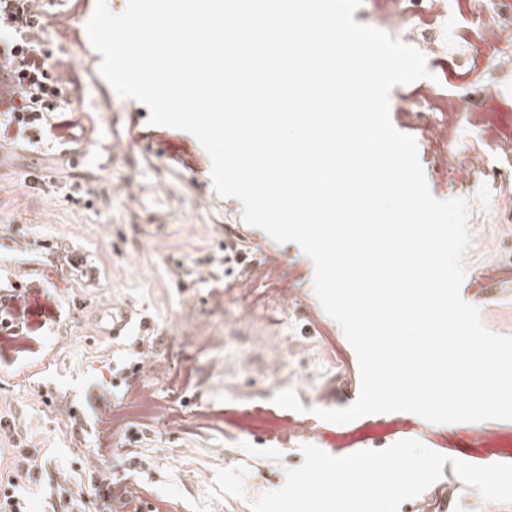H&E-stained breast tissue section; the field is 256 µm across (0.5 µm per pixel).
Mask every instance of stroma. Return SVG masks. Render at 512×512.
<instances>
[{
    "label": "stroma",
    "mask_w": 512,
    "mask_h": 512,
    "mask_svg": "<svg viewBox=\"0 0 512 512\" xmlns=\"http://www.w3.org/2000/svg\"><path fill=\"white\" fill-rule=\"evenodd\" d=\"M95 3L54 0L52 11L70 21L45 32L52 62L71 74L60 103L83 111L92 134L64 145L47 140L31 152L0 148V300L23 289L29 305L26 322H0V337L8 339L0 349V448L21 438L55 459L30 473L38 487L30 512L67 505L56 467L71 488L88 487L81 448L99 450L114 480L130 487L117 512H251V500L280 488L285 468L304 461L305 437L278 440L295 422L310 426L315 446L337 457L419 440L449 461L442 478L398 512H484V500L452 462L512 463V421L433 424L398 411L333 424L315 416L318 408L352 405L361 383L354 348L313 293L312 261L296 244H278L248 225L240 201L216 193L211 160L194 135L151 124L144 104L116 93L85 30ZM509 22L512 0L453 9L447 27L430 38L463 44L462 54L426 52L430 77L394 87L390 98L392 121L415 138L432 194L469 202L472 245L460 293L501 335H512V152L497 144L512 139L502 120L512 114V44L490 46L480 34ZM425 89L478 110L457 131V174L442 168L427 131L454 114L400 109L403 98ZM58 172L67 190L53 182ZM65 252L73 265H61ZM262 254L271 260L262 279L293 297L279 331L307 345L310 361H274L258 342L270 328L239 321L224 293ZM115 305L133 315L134 331L98 335L97 320ZM213 336L224 337L222 348L211 347ZM148 356L173 372L191 371V384L175 388L138 375L136 388L154 394L164 416L127 404L137 443L117 437L99 445L104 424L95 414L124 393L113 383L117 372ZM286 389L296 390L302 411L274 403Z\"/></svg>",
    "instance_id": "stroma-1"
}]
</instances>
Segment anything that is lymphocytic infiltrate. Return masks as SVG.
Returning <instances> with one entry per match:
<instances>
[{
	"instance_id": "1",
	"label": "lymphocytic infiltrate",
	"mask_w": 512,
	"mask_h": 512,
	"mask_svg": "<svg viewBox=\"0 0 512 512\" xmlns=\"http://www.w3.org/2000/svg\"><path fill=\"white\" fill-rule=\"evenodd\" d=\"M45 18L42 0H0V130L25 150L39 144L38 132L45 126L70 141L87 132L81 116L65 113L58 102L69 73L50 61ZM85 461L95 512H113L128 497V488L113 481L111 467L99 454L86 453ZM30 471L28 454L0 452V512H28L20 482Z\"/></svg>"
}]
</instances>
